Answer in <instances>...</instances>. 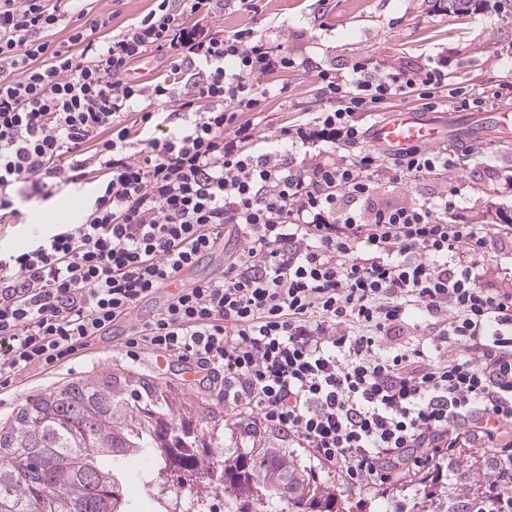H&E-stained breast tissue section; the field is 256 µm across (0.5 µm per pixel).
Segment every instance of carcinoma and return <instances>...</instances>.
<instances>
[{
	"label": "carcinoma",
	"mask_w": 512,
	"mask_h": 512,
	"mask_svg": "<svg viewBox=\"0 0 512 512\" xmlns=\"http://www.w3.org/2000/svg\"><path fill=\"white\" fill-rule=\"evenodd\" d=\"M448 15L493 10L512 20V0H443ZM245 447L219 454L196 413L167 388L114 376L73 382L34 398L0 426V512H127L126 482L110 459H137L153 488L167 471L189 492L221 488L228 512H353L332 477L279 444L273 433L241 431ZM408 512H485L488 497L463 487L458 499L437 464Z\"/></svg>",
	"instance_id": "carcinoma-1"
}]
</instances>
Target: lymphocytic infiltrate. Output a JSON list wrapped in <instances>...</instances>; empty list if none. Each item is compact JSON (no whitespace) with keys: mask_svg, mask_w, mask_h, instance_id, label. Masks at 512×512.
<instances>
[{"mask_svg":"<svg viewBox=\"0 0 512 512\" xmlns=\"http://www.w3.org/2000/svg\"><path fill=\"white\" fill-rule=\"evenodd\" d=\"M220 0H154L124 34L72 0H0V211L9 188L42 192L102 171L91 213L24 251L0 249V377L70 360L207 254L225 228L243 241L221 276L184 287L128 348L191 363L236 416L265 422L358 483L442 449H488L512 485V292L484 287L511 224L466 223L461 190L410 206L379 183L443 174L447 153L368 148L382 100L443 101L445 61L417 72L363 62L319 73L326 102L258 149L239 121L288 83L254 78L296 60L252 29L209 36ZM68 33V47L50 38ZM150 53L189 74L192 94L132 84ZM172 103L178 135L134 148L125 123ZM363 120H356V113ZM347 154H337V146ZM317 157L305 166L304 156Z\"/></svg>","mask_w":512,"mask_h":512,"instance_id":"obj_1","label":"lymphocytic infiltrate"}]
</instances>
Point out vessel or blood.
<instances>
[{"label": "vessel or blood", "instance_id": "1", "mask_svg": "<svg viewBox=\"0 0 512 512\" xmlns=\"http://www.w3.org/2000/svg\"><path fill=\"white\" fill-rule=\"evenodd\" d=\"M457 122L451 112L401 109L374 124L369 140L381 152L399 155L416 146H438Z\"/></svg>", "mask_w": 512, "mask_h": 512}]
</instances>
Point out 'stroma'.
Listing matches in <instances>:
<instances>
[{
  "mask_svg": "<svg viewBox=\"0 0 512 512\" xmlns=\"http://www.w3.org/2000/svg\"><path fill=\"white\" fill-rule=\"evenodd\" d=\"M153 6V0H94V11L109 15L107 31L116 35L128 29ZM494 12L469 18H455L441 11L436 0H253L251 5L226 0L217 9L211 26L215 37L232 35L249 27L272 44H283L291 55L303 61L300 69L258 75L256 82L271 87L289 82L294 94L282 101L261 100L255 111L240 113V121H259L263 133L271 135L280 127L311 118L321 103L317 73L322 69L348 72L365 60L382 70L416 71L432 59L448 62V86L480 99L477 107L458 108L461 122L479 119L483 108L499 104L498 92L512 83V31L504 32ZM455 165L447 174L421 181L409 188L380 185L377 197L389 204H408L441 186H462L467 223L494 222L512 216V136L490 132L478 142L453 143L447 147ZM100 179L93 171L76 184L48 185L47 196L15 194L11 213L0 216V247L24 249L54 231L56 220L45 209L47 199L64 201L81 190H95ZM162 298L143 302L126 320L112 327L84 352L60 365L32 367L0 386V421L6 420L33 397L59 390L72 381L114 373L143 378L168 387L178 402L190 409H203L210 425L224 432L223 449H232L240 437L229 436L236 421L214 391L196 382L194 367L159 352L139 351L136 358L126 354V341L133 326L153 318ZM427 465L410 467L402 476L375 484L353 481L344 470L335 471L352 502L362 512H397L393 496L418 488Z\"/></svg>",
  "mask_w": 512,
  "mask_h": 512,
  "instance_id": "obj_1",
  "label": "stroma"
}]
</instances>
